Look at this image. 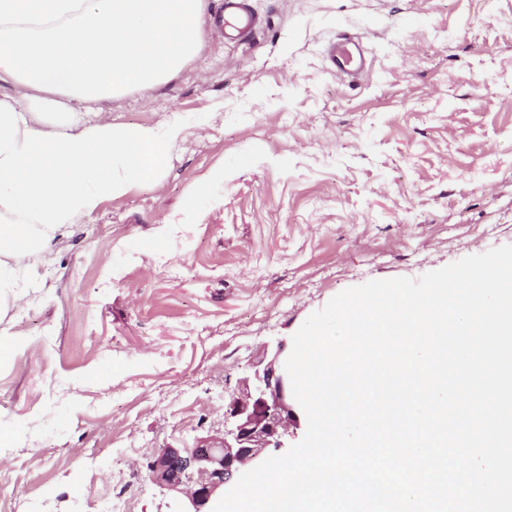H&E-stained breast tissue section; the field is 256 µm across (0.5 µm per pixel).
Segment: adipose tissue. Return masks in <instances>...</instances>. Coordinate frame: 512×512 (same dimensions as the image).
<instances>
[{"label":"adipose tissue","mask_w":512,"mask_h":512,"mask_svg":"<svg viewBox=\"0 0 512 512\" xmlns=\"http://www.w3.org/2000/svg\"><path fill=\"white\" fill-rule=\"evenodd\" d=\"M204 0H0V254L20 264L127 177L166 165L178 131L69 115L154 90L199 48Z\"/></svg>","instance_id":"1"}]
</instances>
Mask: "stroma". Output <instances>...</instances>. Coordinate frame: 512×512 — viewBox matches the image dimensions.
<instances>
[{
  "instance_id": "1",
  "label": "stroma",
  "mask_w": 512,
  "mask_h": 512,
  "mask_svg": "<svg viewBox=\"0 0 512 512\" xmlns=\"http://www.w3.org/2000/svg\"><path fill=\"white\" fill-rule=\"evenodd\" d=\"M113 124L179 134L0 294V512H171L147 464L224 429L262 347L343 290L512 244V0H251ZM367 37L357 84L323 46Z\"/></svg>"
}]
</instances>
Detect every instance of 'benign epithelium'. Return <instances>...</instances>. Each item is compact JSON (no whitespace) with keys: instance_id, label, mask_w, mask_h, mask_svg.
<instances>
[{"instance_id":"benign-epithelium-1","label":"benign epithelium","mask_w":512,"mask_h":512,"mask_svg":"<svg viewBox=\"0 0 512 512\" xmlns=\"http://www.w3.org/2000/svg\"><path fill=\"white\" fill-rule=\"evenodd\" d=\"M284 342L265 345L224 400V433L189 448L159 449L148 463L152 479L176 496L173 512H212V503L242 468L268 450L288 447L301 426L290 402Z\"/></svg>"}]
</instances>
